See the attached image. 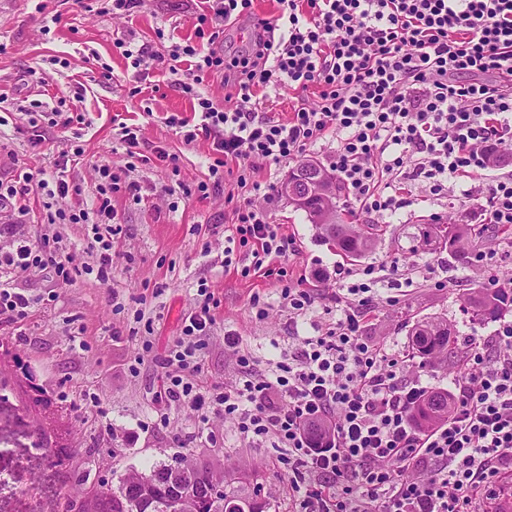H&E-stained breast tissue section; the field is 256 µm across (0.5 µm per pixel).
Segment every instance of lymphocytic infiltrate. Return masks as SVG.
Returning a JSON list of instances; mask_svg holds the SVG:
<instances>
[{"label":"lymphocytic infiltrate","instance_id":"f902f5d3","mask_svg":"<svg viewBox=\"0 0 512 512\" xmlns=\"http://www.w3.org/2000/svg\"><path fill=\"white\" fill-rule=\"evenodd\" d=\"M202 11L225 23H251L247 54L227 57L222 31L200 26L195 41L174 45L170 59L188 63L178 87L194 96L200 121L171 115L185 143L210 141V167L236 162L240 184L261 165L302 155L335 136L330 167L358 217L394 216L420 181L435 196L448 184L487 168L491 153L512 147V0H277L274 19H255L253 0H202ZM223 75L225 103L198 94L204 77ZM474 75L471 83L460 82ZM271 87L317 100L294 106L288 120L259 113ZM67 158L52 174L19 171L0 181V204L31 189L44 191L48 223L90 225V263L76 265L66 247L17 234L0 246V322L28 317L32 300L13 286L22 270L53 269L62 282L95 276L112 281V195L136 194L110 165H98L91 208H63L70 193ZM491 227L512 226V176L482 190ZM225 236V266L242 277L277 276L288 312L315 305L336 315L301 339L298 352L259 372L255 359L226 340L235 377L206 388L197 378L215 299L200 300L162 365L158 401L224 415L241 436L271 443L273 461L288 483L289 512H485L505 476L512 475V324L495 335L468 338L454 348L457 371L448 378L453 409L427 427L414 419L432 390L433 369L412 352H391L365 329L388 282L384 266L336 267L334 288L312 290L288 267L297 241L253 204L234 207ZM326 429L313 439L310 425Z\"/></svg>","mask_w":512,"mask_h":512}]
</instances>
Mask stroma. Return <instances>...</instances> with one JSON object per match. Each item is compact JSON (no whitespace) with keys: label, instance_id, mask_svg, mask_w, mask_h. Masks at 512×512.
Returning a JSON list of instances; mask_svg holds the SVG:
<instances>
[{"label":"stroma","instance_id":"obj_1","mask_svg":"<svg viewBox=\"0 0 512 512\" xmlns=\"http://www.w3.org/2000/svg\"><path fill=\"white\" fill-rule=\"evenodd\" d=\"M200 11V0H147L129 17L85 12L75 0H0V101L9 105L36 96L85 117L77 131L46 128V142L36 150L27 140L26 115L10 114L7 125L0 126V179L13 178L21 167L52 170L55 159L68 154L66 179L82 194L68 196L66 205L90 201L99 164L128 173L140 187L135 198L125 191L112 196L117 232L111 286L85 277L65 284L49 270L12 275L15 286L31 295L33 307L25 320L0 325V337L16 362L30 369L32 382L52 392L73 445L93 449L94 455L75 459L63 473L49 467L37 447L27 396L11 385L0 386V512H40L44 500L74 481L89 490L105 479L116 482L130 471L172 463L180 454L213 459L254 479L274 512H288L286 483L272 466L277 451L269 442L240 436L224 418L205 423L190 407L156 401L165 374L161 361L198 301L199 284H206L217 300L198 377L206 387L223 385L232 375L225 334L240 336L243 349L264 366L298 348L299 337L314 335L327 318L318 305L289 321L275 278L245 279L225 268L224 237L208 234L206 227L230 225L233 205L255 201L272 223L295 236L300 246L290 262L295 274L330 272L343 261L318 239L304 212L276 192L253 197L238 186L234 171L225 173L219 191L179 198L177 209H170L168 188L209 180L211 146L202 139L185 144L168 125L170 115L193 114L191 97L175 86L168 67L153 66L143 93L132 95L140 81L114 40L129 37L168 57L172 42L194 38ZM106 67L112 70L108 79L102 76ZM123 123L142 130L139 156L129 157L117 137ZM77 146L82 156H74ZM158 147L170 161L155 160ZM483 183L480 176L452 183L438 197L421 184L412 185L411 205L384 224L363 260L394 261L411 272L427 265L433 280L408 290L397 304L379 307L367 330L370 339L396 350L407 347L411 320L447 321L454 342L490 336L512 323V307L481 321L465 311L464 292L487 281L480 262L461 263L444 251L425 253L416 239L419 225L431 222L484 224ZM44 200L33 190L22 201L26 214L0 208V229L60 238L75 249L76 263L86 262V225L46 223ZM438 280L443 283L439 289L434 286ZM255 294L271 305L265 319H256L250 309ZM210 431L223 439L222 447L205 441Z\"/></svg>","mask_w":512,"mask_h":512}]
</instances>
